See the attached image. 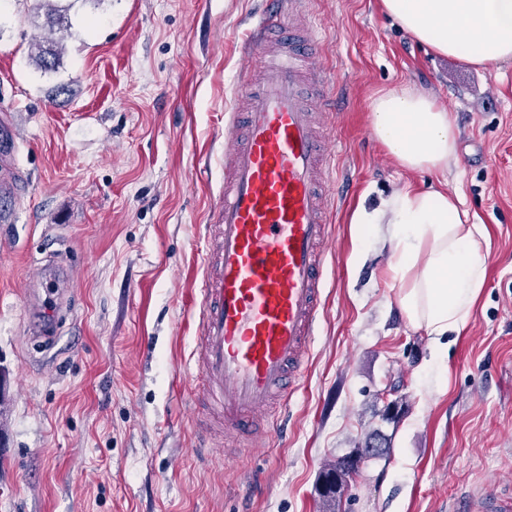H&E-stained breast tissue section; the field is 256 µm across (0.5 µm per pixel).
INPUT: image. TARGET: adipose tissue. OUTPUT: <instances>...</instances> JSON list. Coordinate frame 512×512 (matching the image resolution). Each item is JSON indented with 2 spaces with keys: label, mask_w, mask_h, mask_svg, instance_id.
Wrapping results in <instances>:
<instances>
[{
  "label": "adipose tissue",
  "mask_w": 512,
  "mask_h": 512,
  "mask_svg": "<svg viewBox=\"0 0 512 512\" xmlns=\"http://www.w3.org/2000/svg\"><path fill=\"white\" fill-rule=\"evenodd\" d=\"M384 12L419 44L474 66L512 60V0H381ZM371 128L406 171L446 172L457 159L450 112L435 97L399 84L371 104ZM358 242L387 230L389 270L411 326L442 356L448 336L466 326L486 277L485 230L469 221L459 194L440 186L398 187L381 206L357 208Z\"/></svg>",
  "instance_id": "obj_1"
}]
</instances>
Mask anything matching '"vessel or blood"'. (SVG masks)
Here are the masks:
<instances>
[{
  "label": "vessel or blood",
  "instance_id": "b4317fda",
  "mask_svg": "<svg viewBox=\"0 0 512 512\" xmlns=\"http://www.w3.org/2000/svg\"><path fill=\"white\" fill-rule=\"evenodd\" d=\"M308 0H269L245 47L262 60L234 91L244 111L225 124L217 273L198 283L196 375L225 427L253 432L273 399L299 390L316 335L335 198L334 154L319 125L333 98L323 79L322 33L302 19ZM465 512H512V483L466 498Z\"/></svg>",
  "mask_w": 512,
  "mask_h": 512
}]
</instances>
